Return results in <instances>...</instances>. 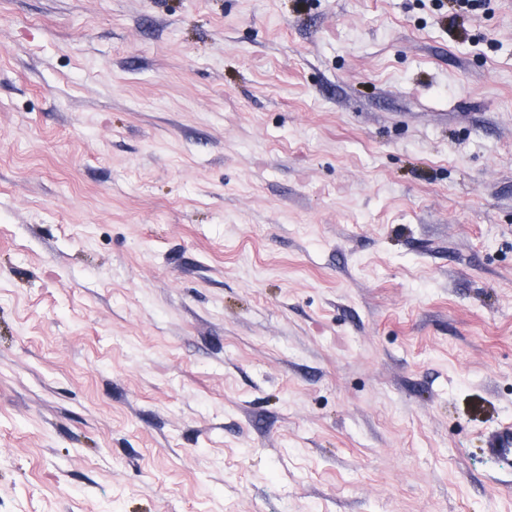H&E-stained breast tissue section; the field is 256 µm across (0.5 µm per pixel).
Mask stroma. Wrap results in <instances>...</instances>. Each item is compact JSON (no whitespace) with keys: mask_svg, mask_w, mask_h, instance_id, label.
<instances>
[{"mask_svg":"<svg viewBox=\"0 0 512 512\" xmlns=\"http://www.w3.org/2000/svg\"><path fill=\"white\" fill-rule=\"evenodd\" d=\"M512 0H0V512H512ZM482 451L490 457L510 459L512 457V423L501 425L487 438Z\"/></svg>","mask_w":512,"mask_h":512,"instance_id":"1","label":"stroma"}]
</instances>
